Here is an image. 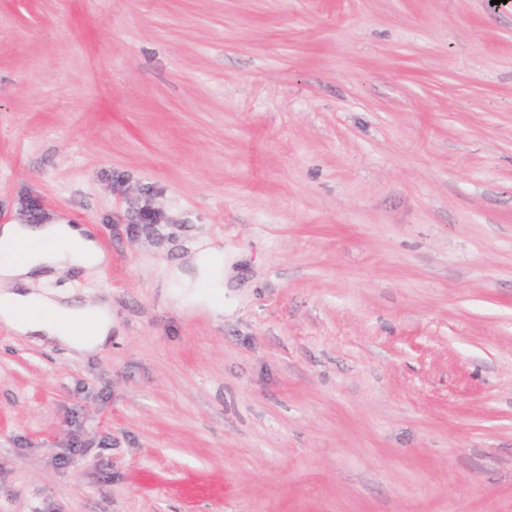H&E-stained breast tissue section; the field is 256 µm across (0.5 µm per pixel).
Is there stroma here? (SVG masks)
<instances>
[{
  "mask_svg": "<svg viewBox=\"0 0 512 512\" xmlns=\"http://www.w3.org/2000/svg\"><path fill=\"white\" fill-rule=\"evenodd\" d=\"M33 203L112 333L0 326V512H512V4L0 0ZM214 248L199 252L196 259L197 279L210 278L213 288H219V257Z\"/></svg>",
  "mask_w": 512,
  "mask_h": 512,
  "instance_id": "1",
  "label": "stroma"
}]
</instances>
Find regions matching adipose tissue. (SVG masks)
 <instances>
[{
	"mask_svg": "<svg viewBox=\"0 0 512 512\" xmlns=\"http://www.w3.org/2000/svg\"><path fill=\"white\" fill-rule=\"evenodd\" d=\"M104 255L76 225L63 221L39 226H0V322L23 335L42 334L78 352L102 347L112 317L105 305L62 303L33 290L44 269L93 268Z\"/></svg>",
	"mask_w": 512,
	"mask_h": 512,
	"instance_id": "obj_1",
	"label": "adipose tissue"
}]
</instances>
